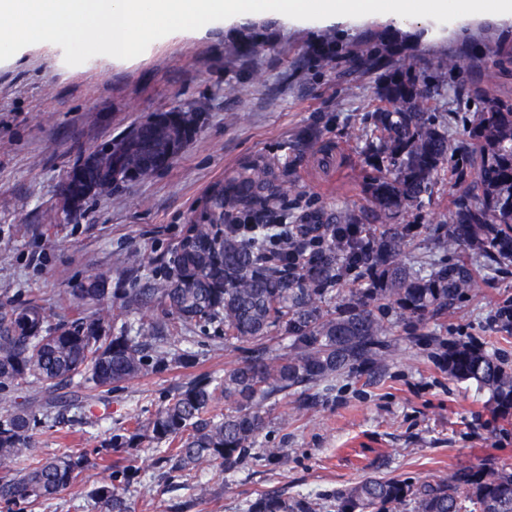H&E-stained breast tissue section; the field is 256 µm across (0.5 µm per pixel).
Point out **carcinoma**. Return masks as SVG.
Segmentation results:
<instances>
[{"label": "carcinoma", "mask_w": 512, "mask_h": 512, "mask_svg": "<svg viewBox=\"0 0 512 512\" xmlns=\"http://www.w3.org/2000/svg\"><path fill=\"white\" fill-rule=\"evenodd\" d=\"M256 37L229 47L233 55L255 53ZM358 72L379 71L386 103L371 115L376 139L367 150L380 159L379 174L366 182L379 230L358 224L349 241L336 236V225L357 224L344 209L326 225L324 245L309 253L303 265L288 261L291 243L305 248L300 235L270 248L266 233L272 198L297 194V185L260 164L244 165L226 178L210 198L205 216L185 225L182 236L163 260L162 271L149 276V287L124 293L128 311L156 306L171 324L224 326V346L244 351L243 360L222 374L201 375L162 404L146 431L170 471L218 463L232 469L251 454L264 430L259 405L288 391L327 381L385 359L383 339L393 326L387 310L416 324L437 318L479 285L472 269L459 258L464 249L483 251L491 260H512V102L491 94L496 72L485 71L483 109L474 115L461 142L435 123L428 112L431 89L419 84L415 63L394 60L388 50L352 57ZM196 130L192 112H161L125 137L101 149L95 166L79 181L98 195L118 184L152 179L158 172L150 155L175 160ZM460 157L473 171L466 198L448 211V229L439 248L454 256L429 264V273L403 261L408 246L407 208L430 194L434 175ZM252 213V230L238 234L234 211ZM376 240L361 251L364 236ZM376 271L375 279L349 289L347 298L325 309L333 287L348 275L345 258ZM109 273L91 278L80 296L95 304L75 310L70 320L52 321L51 312L32 301L0 305V390L34 384L47 388L79 380L97 390L171 365L192 366L196 352L164 347L165 328L153 325L134 332L111 331ZM279 328L287 340L284 352L268 355L265 342ZM448 374L489 393L494 411L512 419V368L478 346L448 344ZM224 405V416L210 415ZM44 407L0 405V502L41 503L74 483L87 462L81 453L41 461L29 460V443L42 425ZM99 512H131L119 488L108 483L93 492ZM512 512V463L491 460L482 468L460 467L447 479L415 486L404 480L370 476L337 496V512ZM249 512H315L306 496L259 495Z\"/></svg>", "instance_id": "cac0c4a2"}]
</instances>
